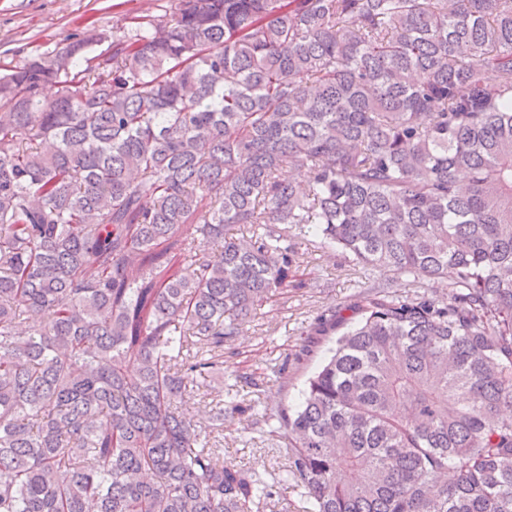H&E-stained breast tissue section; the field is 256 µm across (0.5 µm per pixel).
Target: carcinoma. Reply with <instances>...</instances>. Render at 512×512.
<instances>
[{
	"label": "carcinoma",
	"mask_w": 512,
	"mask_h": 512,
	"mask_svg": "<svg viewBox=\"0 0 512 512\" xmlns=\"http://www.w3.org/2000/svg\"><path fill=\"white\" fill-rule=\"evenodd\" d=\"M94 40L0 76V512H256L181 402L304 285L290 226L453 271L372 286L264 419L312 512H512V0H178L82 73Z\"/></svg>",
	"instance_id": "1"
}]
</instances>
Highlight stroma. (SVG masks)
I'll use <instances>...</instances> for the list:
<instances>
[{
    "label": "stroma",
    "instance_id": "stroma-1",
    "mask_svg": "<svg viewBox=\"0 0 512 512\" xmlns=\"http://www.w3.org/2000/svg\"><path fill=\"white\" fill-rule=\"evenodd\" d=\"M175 7V0H0V74L92 30L103 39L86 47L82 57L96 64L111 53L113 39L132 17H168ZM291 237L304 269V287L289 288L279 305L261 306L246 332L224 348L228 373L201 385L206 402L224 408L220 444L225 465L256 470L274 486L263 512L311 509L304 490L284 477L286 439L260 436L253 424L265 409L299 403L307 378L332 345L330 337L312 335L316 317L350 316V304L373 283L434 296L442 295L445 287L441 281L415 285L384 270L368 278L343 254L319 248L311 234L295 230Z\"/></svg>",
    "mask_w": 512,
    "mask_h": 512
}]
</instances>
